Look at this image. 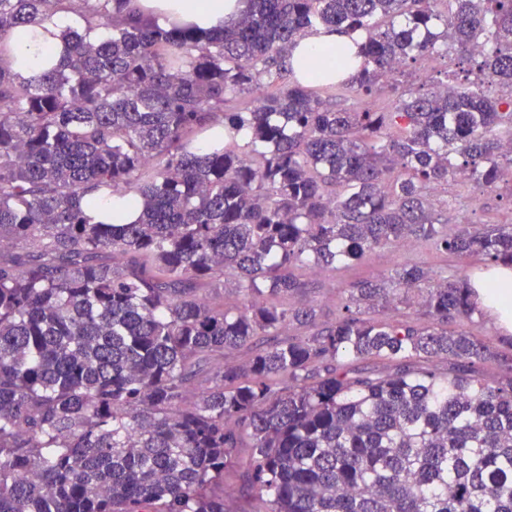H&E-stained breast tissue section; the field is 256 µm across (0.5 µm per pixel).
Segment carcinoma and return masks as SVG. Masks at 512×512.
I'll use <instances>...</instances> for the list:
<instances>
[{"instance_id": "cac0c4a2", "label": "carcinoma", "mask_w": 512, "mask_h": 512, "mask_svg": "<svg viewBox=\"0 0 512 512\" xmlns=\"http://www.w3.org/2000/svg\"><path fill=\"white\" fill-rule=\"evenodd\" d=\"M250 2L204 32L131 0H0V33L84 28L27 78L0 45V512H233L229 471L264 512H512V376L435 364L509 361L448 329L476 310L466 280L405 265L320 328L279 301L299 269L409 239L512 266V224L450 226L429 201L512 167V0ZM318 27L361 36L336 64L365 96L441 44L480 61L387 112L338 109L290 61ZM101 189L137 220L90 223ZM226 276L235 312L205 297ZM423 285L429 325L366 315ZM365 358L394 370L344 363Z\"/></svg>"}]
</instances>
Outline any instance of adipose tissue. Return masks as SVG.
Returning <instances> with one entry per match:
<instances>
[{
    "label": "adipose tissue",
    "mask_w": 512,
    "mask_h": 512,
    "mask_svg": "<svg viewBox=\"0 0 512 512\" xmlns=\"http://www.w3.org/2000/svg\"><path fill=\"white\" fill-rule=\"evenodd\" d=\"M139 12L161 22L174 20L212 30L243 14L248 0H135ZM71 15L58 13L39 24L14 29L0 35V43L11 50L9 60L23 76L39 74L58 64L64 44L61 29L72 24ZM473 301L494 320L503 332H512V266H495L486 270L471 285Z\"/></svg>",
    "instance_id": "ef3b65f1"
}]
</instances>
